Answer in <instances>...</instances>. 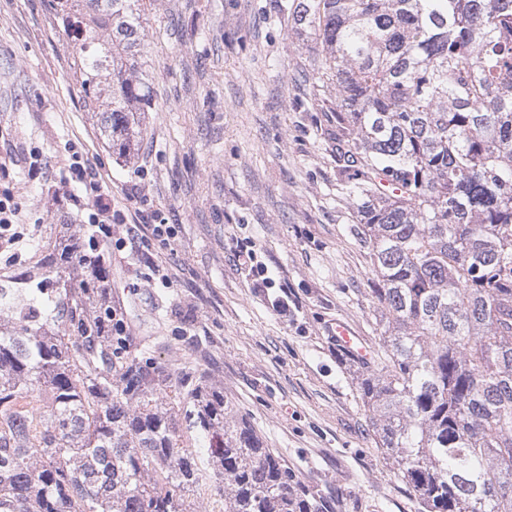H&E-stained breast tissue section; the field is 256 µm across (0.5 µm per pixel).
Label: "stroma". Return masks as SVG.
Masks as SVG:
<instances>
[{
  "label": "stroma",
  "instance_id": "stroma-1",
  "mask_svg": "<svg viewBox=\"0 0 512 512\" xmlns=\"http://www.w3.org/2000/svg\"><path fill=\"white\" fill-rule=\"evenodd\" d=\"M144 3L153 97L129 164L82 107L71 41L48 0H0V193L14 194V231L25 235L16 244L0 232V288L43 285V258L86 240L87 194L69 179L80 151L125 217L114 237L137 235L157 213L176 228L152 260L107 252L112 304L132 340L160 337L154 361L222 389L326 512H423L376 446L361 368L328 334L343 319L372 365L384 360L313 54L289 29L293 0ZM242 243L299 297L296 322L255 294L236 262ZM155 263L170 285L151 280Z\"/></svg>",
  "mask_w": 512,
  "mask_h": 512
}]
</instances>
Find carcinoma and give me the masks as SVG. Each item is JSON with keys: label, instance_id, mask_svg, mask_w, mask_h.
I'll use <instances>...</instances> for the list:
<instances>
[{"label": "carcinoma", "instance_id": "1", "mask_svg": "<svg viewBox=\"0 0 512 512\" xmlns=\"http://www.w3.org/2000/svg\"><path fill=\"white\" fill-rule=\"evenodd\" d=\"M141 0H56L84 108L126 161L151 83ZM387 363L379 447L425 512H512V0H297ZM86 277L0 288V512H322L224 392L112 336ZM196 414L178 424L186 401ZM216 441L207 462L195 436Z\"/></svg>", "mask_w": 512, "mask_h": 512}]
</instances>
